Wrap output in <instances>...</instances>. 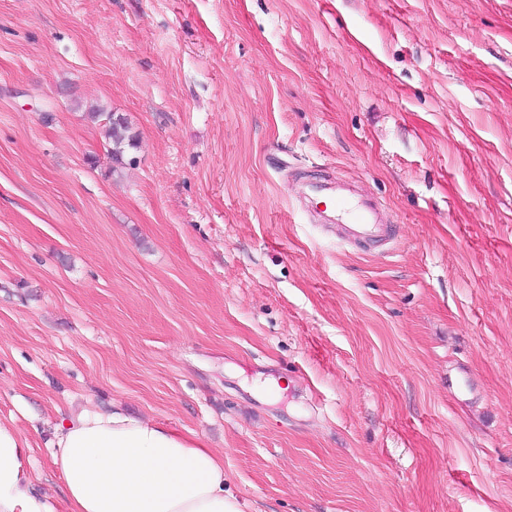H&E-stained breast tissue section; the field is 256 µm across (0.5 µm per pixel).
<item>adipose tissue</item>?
I'll return each mask as SVG.
<instances>
[{"mask_svg": "<svg viewBox=\"0 0 512 512\" xmlns=\"http://www.w3.org/2000/svg\"><path fill=\"white\" fill-rule=\"evenodd\" d=\"M53 448L61 500L35 490L27 439L0 422V512H242L223 460L157 421L83 409L61 417Z\"/></svg>", "mask_w": 512, "mask_h": 512, "instance_id": "ef3b65f1", "label": "adipose tissue"}]
</instances>
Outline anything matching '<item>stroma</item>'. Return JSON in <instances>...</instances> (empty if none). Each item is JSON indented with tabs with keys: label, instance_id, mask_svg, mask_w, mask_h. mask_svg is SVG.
<instances>
[{
	"label": "stroma",
	"instance_id": "1",
	"mask_svg": "<svg viewBox=\"0 0 512 512\" xmlns=\"http://www.w3.org/2000/svg\"><path fill=\"white\" fill-rule=\"evenodd\" d=\"M326 180L391 240L310 223ZM115 405L243 512H512V0H0V420L38 491L61 414Z\"/></svg>",
	"mask_w": 512,
	"mask_h": 512
}]
</instances>
